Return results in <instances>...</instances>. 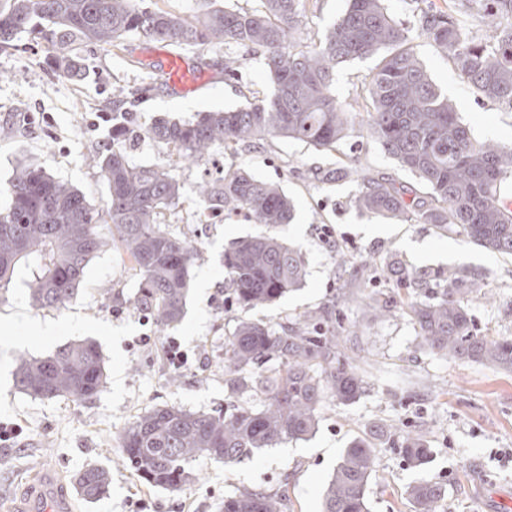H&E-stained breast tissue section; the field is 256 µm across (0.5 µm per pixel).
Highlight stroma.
<instances>
[{
    "instance_id": "obj_1",
    "label": "stroma",
    "mask_w": 512,
    "mask_h": 512,
    "mask_svg": "<svg viewBox=\"0 0 512 512\" xmlns=\"http://www.w3.org/2000/svg\"><path fill=\"white\" fill-rule=\"evenodd\" d=\"M167 50L166 44L141 36L128 39L122 50L86 47L87 69L76 80L48 72L43 60L49 47L31 36H21L16 48L0 52V188L8 186L20 162L32 160L80 189L92 203H102L107 190L93 159L111 142L113 124L128 129L131 163L149 166L166 161L169 154L164 143L145 134L154 119L187 120L235 107L248 91L271 90L261 54L248 57L235 81L224 75L230 50L193 47L192 62L211 80L194 93L177 94L153 83L157 58ZM414 50L476 139H512V109L476 100L426 39H415ZM374 64L365 58L338 66L333 86L337 100L361 108L366 98L362 81ZM119 87L139 90L140 96L116 118L107 104ZM239 164L257 179L278 183L293 198L294 218L279 233L300 248L306 264L299 290L251 311V318L277 327L309 311L332 310L342 352L368 385L352 404L326 401L312 437L257 450L230 465L196 460L191 465L195 481L172 493L147 486L130 472L117 436L153 407L212 413L231 400L224 389V338L242 311L231 301L224 252L264 227L241 212L224 214L216 224L194 223L191 214L201 184ZM328 168L365 169L393 178L407 190H424L365 134L353 136L337 156L288 139L242 153L218 148L206 161L176 168L183 196L164 215L168 232L199 249L185 313L177 324L159 327L137 307L140 279L111 246L89 262L77 294L65 307H31L22 274L8 290H0V318L17 310L24 314L12 328L0 327V424L22 429L10 444H0L1 503L19 501L49 472L66 491L72 512H131L138 501L145 503L146 512H217L226 497L280 490L288 496L287 512H322L323 491L341 453L354 440L371 435L375 470L368 482L369 512H415L408 491L424 479L444 485L443 512H512V372L439 357L421 345L408 316L396 312L377 317L364 305L341 299L343 284H358L361 297L367 294L360 286L364 279L380 286V279L370 278L369 265L389 256L409 270L466 266L486 275L494 294L493 301L471 305L479 333H510L512 256L465 243L429 224L395 223L360 212L351 202L358 182L351 177L317 179V170ZM144 336L150 337L149 345H140ZM171 337L191 356L178 371L163 355ZM83 340L99 344L105 361L107 384L96 398L83 403L64 396L40 400L16 389L19 355L41 358ZM408 433L422 434L431 449L424 468L408 466L401 454L397 441ZM91 465L112 472L109 495L96 502L83 500L73 485L74 475Z\"/></svg>"
}]
</instances>
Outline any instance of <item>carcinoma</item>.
I'll list each match as a JSON object with an SVG mask.
<instances>
[{
    "label": "carcinoma",
    "instance_id": "obj_1",
    "mask_svg": "<svg viewBox=\"0 0 512 512\" xmlns=\"http://www.w3.org/2000/svg\"><path fill=\"white\" fill-rule=\"evenodd\" d=\"M248 10L213 0L191 18L144 0H0V50L27 33L52 47L49 68L76 79L85 68L81 48L118 47L143 36L170 46L223 45L264 55L271 93L245 98L233 109L199 112L189 121L160 118L149 127L166 144L169 159L134 166L121 129L99 153L95 167L107 189L96 205L76 187L30 161L16 169L0 205V288L17 271L28 273V298L36 309H58L77 293L84 270L107 239L122 249L141 278L136 305L160 327L179 322L198 248L167 232L164 210L182 197L177 162H200L218 146L234 150L271 139H293L324 152L339 151L355 133L376 138L398 166L425 186L407 197L394 179L363 177L352 199L360 211L399 223L431 224L488 251L512 254V209L501 202L512 183V140L479 141L453 103L416 57L414 39H427L448 58L481 101L512 107V0H452L443 11L427 3L415 23L396 21L386 0H347L344 13L318 38L305 41L307 6L316 0H260ZM469 14L484 36H473L456 13ZM375 58L363 83L365 116L357 118L332 93L336 67ZM134 93H112V112H127ZM203 209L246 210L256 224L276 228L294 216V203L273 182L244 165L200 188ZM391 291L361 302L382 315L401 310L421 344L456 361L512 372V333L479 336L471 314L477 299L490 300L485 278L467 267L433 273L386 262ZM224 267L242 309L265 306L304 280L299 250L266 234L238 242L224 253ZM330 312L311 311L288 329L242 321L224 338V388L233 396L260 394V406L237 405L223 413L153 407L118 437L126 466L150 486L180 492L195 480L188 464L198 458L235 463L260 448L311 435L330 397L346 404L360 397L364 374L344 360L336 331L321 332ZM17 389L35 399L66 396L87 402L105 387V363L97 343L82 341L46 358L20 357ZM408 464L422 468L431 450L409 435L402 444ZM373 442L345 449L328 481L323 512H369L366 489L373 472ZM111 471L91 465L74 477L86 500L109 493ZM416 512H440L443 487L424 479L409 490ZM285 496L263 491L224 499L219 512H283Z\"/></svg>",
    "mask_w": 512,
    "mask_h": 512
}]
</instances>
